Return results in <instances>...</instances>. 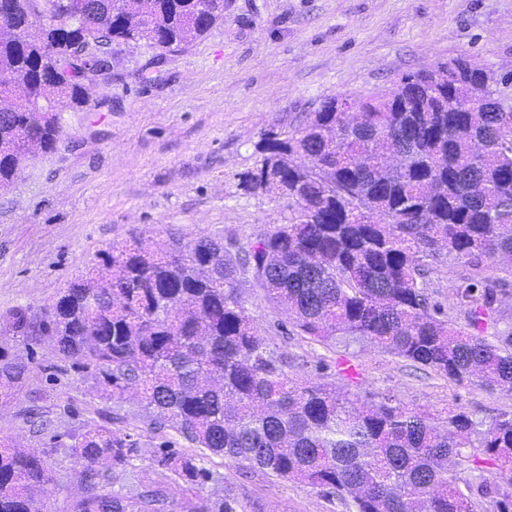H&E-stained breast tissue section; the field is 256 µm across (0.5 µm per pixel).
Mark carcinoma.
I'll use <instances>...</instances> for the list:
<instances>
[{
  "mask_svg": "<svg viewBox=\"0 0 512 512\" xmlns=\"http://www.w3.org/2000/svg\"><path fill=\"white\" fill-rule=\"evenodd\" d=\"M12 0L0 22V187L35 150H54L62 114L89 104L86 67L74 39L145 41L182 51L224 18V0ZM27 30L21 40L12 30ZM427 100L420 76L399 92L371 96L348 117L332 98L293 125L265 132L256 167L241 175L250 195L286 203V224L256 235L243 256L208 236L148 242L137 237L101 253L99 266L69 284L35 315L17 306L8 332L51 337L63 360L93 368L100 391L120 400L134 388L150 428L163 481L113 490L112 474L134 467L140 441L96 425L72 454L82 473L70 512H261L232 490L189 498L183 492L224 477L206 467L223 456L265 474L304 483L343 501L348 512H474L454 466L489 473L494 512H512V412L487 422L450 409H411L383 395L299 381L247 313L241 282L288 311L297 332L325 346L337 337L423 366L459 384L512 393V331L495 344L481 335L496 312L500 284L485 262L512 274V95L462 59L442 68ZM480 90L498 111L466 112ZM451 257L470 273L455 287L469 329L455 327L428 293L433 264ZM25 365L0 348V404L14 400ZM179 439L190 453L172 451ZM48 462L0 446V512H44Z\"/></svg>",
  "mask_w": 512,
  "mask_h": 512,
  "instance_id": "carcinoma-1",
  "label": "carcinoma"
}]
</instances>
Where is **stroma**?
Instances as JSON below:
<instances>
[{"label":"stroma","instance_id":"1","mask_svg":"<svg viewBox=\"0 0 512 512\" xmlns=\"http://www.w3.org/2000/svg\"><path fill=\"white\" fill-rule=\"evenodd\" d=\"M458 58L512 77V0H224L223 22L184 51L113 44L111 70L90 85L88 107L66 113L56 150L31 155L0 190V316L17 306L41 312L103 250L137 236L187 244L204 235L243 252L290 216L285 203L240 186L263 133L325 100L357 103ZM466 271L443 259L428 288L459 328L467 322L453 290ZM241 293L271 348L288 354L300 377L340 384L334 362L344 358L363 391L411 408L437 414L459 405L487 420L512 411V393L459 386L362 343L331 350L282 331L285 312L250 285ZM0 346L29 369L16 399L0 406V439L47 458L46 512H69L81 487L71 447L101 424L97 407L119 411L113 430L141 441L135 468L119 473L115 486L134 491L161 481L135 391L101 398L93 370L65 366L50 337L0 335ZM320 361L325 370H317ZM208 465L223 476L203 487L209 498L230 485L261 512H347L305 484L221 456Z\"/></svg>","mask_w":512,"mask_h":512}]
</instances>
